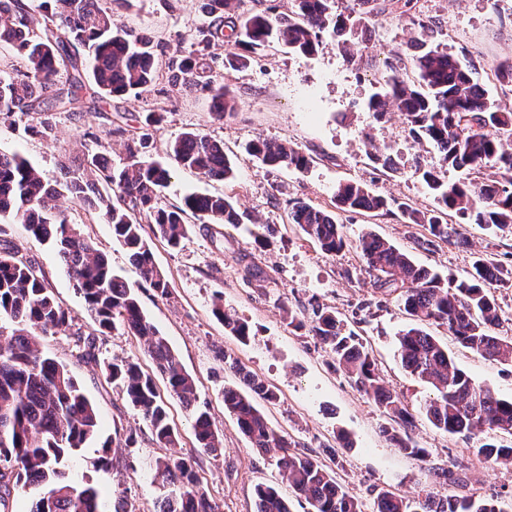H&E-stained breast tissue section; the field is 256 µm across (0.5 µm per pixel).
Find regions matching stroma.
Returning <instances> with one entry per match:
<instances>
[{"label":"stroma","instance_id":"obj_1","mask_svg":"<svg viewBox=\"0 0 512 512\" xmlns=\"http://www.w3.org/2000/svg\"><path fill=\"white\" fill-rule=\"evenodd\" d=\"M105 5L117 22L150 37L167 55L195 48L200 0H105ZM415 7L440 19L436 42L470 59L481 84H488L499 64L512 61V0H417ZM415 36L405 19L387 12L357 36L354 63L345 62L330 42L312 56L275 44L238 70L225 66V44L212 45L206 60L214 81L228 89L235 104L234 113L221 122L212 119L207 94L194 86H172L163 65L141 95L109 105L101 102L96 110L76 116L55 113L53 131L46 137L37 132V114L0 115V149L19 152L50 182L61 163L78 164L103 150L113 166L124 165L128 143L144 133L149 136L145 155L154 160L164 159L170 142L187 131L223 141L235 165V181L228 185L179 169L162 189L159 206H182L191 193L227 194L240 210L271 226L273 236L266 247L256 245L244 229L198 222L179 247L153 241L155 262L170 285L171 295L165 299L142 281L125 250L113 240L110 225L80 204L61 201L70 222L81 225L108 253L114 272L135 289L144 313L195 378L200 399L208 402L224 446L219 455L200 454L198 475L223 512H254L255 485L282 481L276 452H254L224 410L222 390L236 384L237 378L218 360L223 350L275 387L278 401L261 405L270 424L294 441L297 452L335 458L338 479L360 496L363 512H373L371 492L381 488L407 496L429 493L439 499L512 495V469L483 462L471 452L475 440L446 435L424 417L431 389L406 372L396 356L397 338L412 321L397 295L373 288L354 247L371 230L410 253L418 264L459 279L478 252H491L503 263H512V234L467 224L463 231L469 247L440 242L426 249L417 244L424 229L402 224L397 214L343 213L339 221L349 246L334 256L288 222L294 200L331 207L338 184L347 181L366 184L374 193L420 211L435 208L413 164L438 167L436 151L417 141L397 113L379 120L366 107L384 86L388 61L400 60L403 77H413L410 42ZM151 109L161 111L162 118L149 126L145 117ZM258 138L291 143L311 157L310 167L263 168L247 151ZM386 156L391 166L382 165ZM6 230L7 245L41 270L47 288L72 316L71 334L40 336L42 352L67 366L102 420L99 439L87 443L71 460L72 478L106 497L127 496L136 512H155L164 488L155 479L152 464L164 450L153 442L120 388L105 378V367L115 357L149 367L143 342L118 326L95 334L94 359L80 358L73 335L95 333V325L60 267L53 245L32 239L20 224L7 225ZM250 263L260 268L261 278H245L244 267ZM218 299L248 323L249 342L225 334L213 313ZM312 303L334 310L372 350L387 385L401 394L416 417L415 438L427 448V461L404 455L386 440L380 412L334 371L329 349L307 330L289 327L284 308L299 311ZM431 333L476 383L490 386L500 398L512 399V364L476 354L445 329L435 327ZM112 437L122 440V448L103 453L104 440ZM102 455L108 458L107 466L94 468L93 460ZM433 466L447 468V481L431 476Z\"/></svg>","mask_w":512,"mask_h":512}]
</instances>
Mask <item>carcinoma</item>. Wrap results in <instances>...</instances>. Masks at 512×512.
Masks as SVG:
<instances>
[{"instance_id": "1", "label": "carcinoma", "mask_w": 512, "mask_h": 512, "mask_svg": "<svg viewBox=\"0 0 512 512\" xmlns=\"http://www.w3.org/2000/svg\"><path fill=\"white\" fill-rule=\"evenodd\" d=\"M294 9L284 15L244 9L246 0H202L203 22L199 43L227 42L225 62L231 68L248 64V56L277 42L312 56L325 40L336 42L345 60H355L352 38L368 21L385 11L400 15L426 36L436 31V19L413 11L412 0H292ZM17 53L25 68L22 77L0 70V114L35 112L41 133L52 131L51 116L79 107L87 89L84 56L93 60L92 79L106 99L145 91L156 76L164 49L152 40L124 29L102 7L101 0H0V45ZM413 58L416 78L401 76V60L388 64L386 89L370 100L369 109L383 117L398 112L414 137L438 152L441 165L426 169L415 163V173L432 191L435 209L421 212L406 204L397 206L403 223L419 224L430 238L465 246L459 225L476 224L512 228V106L501 102L474 77L472 69L439 44L418 42ZM204 55L194 51L169 59L172 85H195L211 93V114L216 120L234 111L224 86L203 79ZM495 88L512 92V63L498 66ZM249 153L269 169L302 170L311 159L295 147L258 138ZM168 161H146L130 151L128 162L113 169L105 154L87 159V171L69 165L60 169L55 183L45 181L22 156L0 150V216L12 215L31 237L57 249L70 285L85 303L103 333L120 324L127 334L144 341L169 396L189 411L198 448L217 453L222 435L214 428L207 408L198 404L194 378L185 370L165 336L144 315L138 297L112 270L107 255L84 236L58 207L66 194L98 214L112 228V238L126 251L130 262L158 296L170 295L169 283L157 268L144 224L154 238L178 247L187 238L192 213L205 224L234 228L251 217L238 211L229 196L190 194L184 206H157L161 190L176 168L190 169L207 178L232 181L235 170L224 154V143L196 132H185L167 150ZM485 168L489 175L472 184L450 182L447 169ZM390 202L367 185L346 182L337 186L333 209L297 199L288 213L310 241L327 254L348 246L336 212L389 210ZM373 273V285L397 292L404 309L417 326L398 337L397 357L402 367L431 387L433 397L423 413L438 430L449 435L480 436L473 453L493 465L512 467V444L497 434L512 436V401L496 397L487 386L475 383L458 368L448 349L422 328L443 326L463 346L486 357L512 363V338L497 334L500 325L497 293L512 289V265L490 254L474 257L467 276L448 281L417 264L412 256L369 231L355 244ZM224 331L239 341L249 340L247 323L224 310L222 299L214 305ZM13 325L0 339V512H14L17 494L32 496L28 512H136L116 495L108 503L92 487H84L66 472L65 462L100 435L101 421L94 405L63 364L44 355L39 336L66 332L70 312L46 288L41 271L18 258L8 248L0 250V321ZM310 332L333 354L335 367L377 406L385 417L382 432L412 457L424 460L427 449L412 438L413 415L399 394L386 386L377 365L358 334L346 329L336 312L319 304L311 313L288 312V325ZM224 366L239 385L222 392L224 410L231 414L252 448L281 452L276 461L292 493L304 500L308 512H362V501L341 484L336 473L320 460L288 451L291 443L268 423L257 404L277 401L276 392L231 354H221ZM106 376L120 386L126 399L147 424L152 440L162 448L178 444V431L170 420L166 397L153 375L139 364L115 357ZM197 456L172 453L154 462L155 476L167 488L157 512H221V506L202 486ZM376 512H506L499 496H457L417 500L389 489L372 490ZM255 512H291L289 499L278 488L258 484Z\"/></svg>"}]
</instances>
